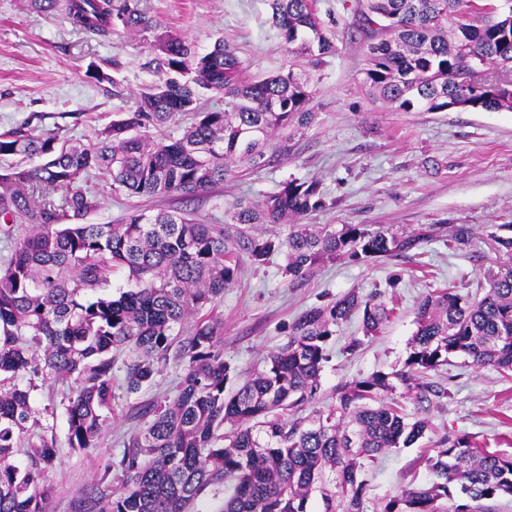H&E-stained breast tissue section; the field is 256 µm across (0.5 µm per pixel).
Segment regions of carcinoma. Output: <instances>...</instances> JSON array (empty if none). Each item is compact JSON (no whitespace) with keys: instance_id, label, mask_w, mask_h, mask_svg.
I'll list each match as a JSON object with an SVG mask.
<instances>
[{"instance_id":"carcinoma-1","label":"carcinoma","mask_w":512,"mask_h":512,"mask_svg":"<svg viewBox=\"0 0 512 512\" xmlns=\"http://www.w3.org/2000/svg\"><path fill=\"white\" fill-rule=\"evenodd\" d=\"M51 12L65 6L78 29L106 37L114 22L130 31L150 19L112 0H32ZM283 46L308 69L268 76L248 72L222 41L199 53L181 37L158 44L162 76L144 85L137 110L88 144L25 127L0 133V239L14 243L0 264V512H48L47 475L61 463L53 429L30 403L38 384L74 378L63 401L67 441L75 452L99 448L112 410L114 368L130 395L148 390L169 366L183 370L174 400L135 412L143 427L124 442L86 495L84 512H308L313 493L322 512H366V463L410 448L431 429L425 413L451 397L432 374L462 356L477 367L512 372V267L486 276L479 298L455 287L418 303L416 330L403 369L376 372L338 389V406L309 419L289 418L315 400L336 328L362 313L364 337L377 336L393 309L377 292L349 291L303 312L263 370L228 388L223 322L205 307L224 295L241 267L286 256L299 279L323 262L394 259L438 232L385 225L339 229L302 223L325 207L315 181L288 180L264 200L241 198L224 223L186 213L135 211L117 224H87L100 201L81 182L94 175L127 197H196L256 167L311 117L310 70L335 55L317 0H270ZM356 28L366 41L363 84L372 98L408 111L448 106L512 112V11L498 0H356ZM224 96V108L200 112V96ZM193 122L178 137L151 129L182 114ZM293 223L286 238L258 230ZM454 224L448 248L472 241ZM134 287L116 298L112 274ZM194 319L183 335L176 326ZM396 378L415 392L422 415L408 417L382 394ZM229 430H224L225 426ZM430 473L376 512H485L481 501L512 496V456L481 449L466 435L441 438L421 455ZM119 488L109 491L112 482Z\"/></svg>"}]
</instances>
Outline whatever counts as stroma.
Returning a JSON list of instances; mask_svg holds the SVG:
<instances>
[{"label":"stroma","mask_w":512,"mask_h":512,"mask_svg":"<svg viewBox=\"0 0 512 512\" xmlns=\"http://www.w3.org/2000/svg\"><path fill=\"white\" fill-rule=\"evenodd\" d=\"M136 2L151 28L131 33L117 23L111 38L103 40L75 29L64 11L46 14L29 0H0V132L27 125L36 133L52 130L89 143L116 116L136 109L139 89L156 78L157 46L167 34L181 36L201 53L224 41L257 74L284 71L291 63L269 0ZM318 10L337 51L313 76V118L292 138L287 153L261 168L241 169L234 180L193 198H128L112 195L99 178L86 184L100 200L87 218L91 224L159 208L220 224L234 199L260 200L297 179L320 183L326 207L306 218L317 226L384 224L407 233L430 224L473 228L470 246L461 251L448 248L443 232L404 256L374 263L338 259L299 280L285 275L281 254L261 266H244L213 306L224 323V359L241 379L262 369L267 353L284 342L289 324L306 309L353 289L375 290L395 301L394 317L376 338L363 339L357 315L338 327L317 398L302 410L306 416L333 407L337 388L347 381L402 369L417 305L428 292L451 284L473 296L488 271L512 264V256L494 241L501 225L512 224V112H405L371 101L362 86L365 40L351 26L352 11L343 0H318ZM98 66L110 81L93 77ZM392 279L397 282L393 288L388 285ZM358 337L362 345L349 351ZM440 375L452 396L431 407L430 431L413 447L381 456L366 472L369 512L405 487L426 482L419 457L441 435L466 433L489 450L512 455V378L459 358ZM181 376V369L171 366L153 389L130 395L114 388L112 417L100 448L90 455L67 445L61 398L73 380L33 391L32 404L53 426L63 459L48 475L54 489L51 512H76L85 487L139 428L137 407L174 397Z\"/></svg>","instance_id":"1"}]
</instances>
